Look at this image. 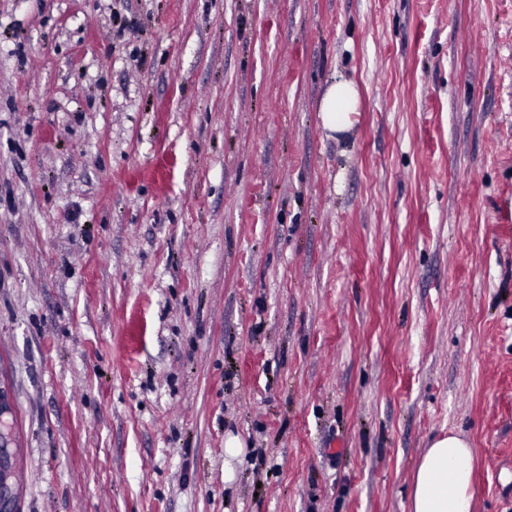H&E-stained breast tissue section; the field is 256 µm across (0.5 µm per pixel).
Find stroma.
Masks as SVG:
<instances>
[{
    "label": "stroma",
    "mask_w": 512,
    "mask_h": 512,
    "mask_svg": "<svg viewBox=\"0 0 512 512\" xmlns=\"http://www.w3.org/2000/svg\"><path fill=\"white\" fill-rule=\"evenodd\" d=\"M0 395V512H512V0H0ZM359 106V92L348 81H337L326 91L320 104L323 127L332 133L348 131ZM471 452L468 442L457 435L433 440L413 478L410 512H474L472 473L458 463Z\"/></svg>",
    "instance_id": "1"
}]
</instances>
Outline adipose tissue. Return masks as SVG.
Segmentation results:
<instances>
[{
  "mask_svg": "<svg viewBox=\"0 0 512 512\" xmlns=\"http://www.w3.org/2000/svg\"><path fill=\"white\" fill-rule=\"evenodd\" d=\"M358 106L359 92L353 83L332 84L320 104L323 127L333 133L348 131ZM470 454L468 442L459 436L433 440L413 478L410 512H474L472 473L462 464Z\"/></svg>",
  "mask_w": 512,
  "mask_h": 512,
  "instance_id": "1",
  "label": "adipose tissue"
}]
</instances>
